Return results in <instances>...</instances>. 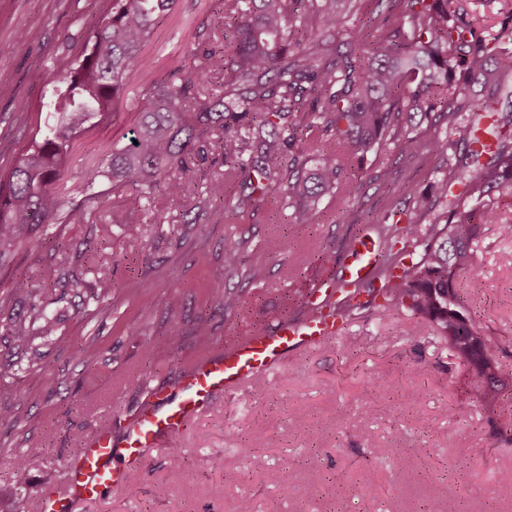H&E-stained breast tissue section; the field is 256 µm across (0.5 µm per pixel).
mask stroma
<instances>
[{
	"mask_svg": "<svg viewBox=\"0 0 512 512\" xmlns=\"http://www.w3.org/2000/svg\"><path fill=\"white\" fill-rule=\"evenodd\" d=\"M70 3L0 0V167L16 157L20 130L53 96L29 80V69L67 62L80 49ZM213 8L214 0H179L159 22L144 48L151 69L134 71L111 119L76 139L63 194L106 163L108 148L127 143L138 121L135 102L182 63L197 32L214 21ZM413 135L412 159L400 160L391 143L368 153L364 164L376 181L354 184L346 199L322 200L306 224L277 195L255 214L225 219L206 200L210 173H190L187 201L163 217L127 189L96 202L93 224L62 225L60 251L27 244L1 265L0 302L24 282L31 300L54 310L57 333L20 349L0 342V376L18 389L0 398L15 413L0 424V512H42L45 487L76 456L72 433L86 438L108 421L113 440H121L125 419L143 401L140 381L176 386L179 372L213 348L301 316L318 280L340 278L339 259L355 234L376 232L370 213L451 175L447 153L430 148L448 136L444 125L428 119ZM494 208L496 222L482 225L471 245L482 276L460 277L456 289L481 335L490 337L493 356L512 369V192L497 195ZM116 209L127 223H113ZM132 238L140 250L128 257ZM89 239L97 255L77 263ZM228 240L239 243L243 259L234 273L224 268ZM327 250L336 262H323ZM51 264L77 266L90 283L99 266L111 265L109 300L98 305L47 283ZM227 289L243 298L240 312L217 307V294ZM175 291L183 302L173 314L168 299ZM202 318L210 332L204 341L195 333ZM131 324L142 338L127 336ZM478 385L447 341L435 329L419 330L411 312L395 307L383 317L362 308L347 314L336 339L294 353L250 396L214 401L177 435L181 456L168 446L149 451L135 472L136 497L121 486L77 503L75 512H237L243 499L253 512H422L426 504L433 512H512V499L498 493L499 478L512 474V443L503 435L512 422V388L489 405ZM257 424L264 440L250 438ZM34 439L41 447H31ZM20 455L29 458L21 473L13 468ZM256 456L267 469L287 470V485L254 470ZM177 466L190 471V481L172 482Z\"/></svg>",
	"mask_w": 512,
	"mask_h": 512,
	"instance_id": "35a3bbf8",
	"label": "stroma"
}]
</instances>
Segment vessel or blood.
I'll return each instance as SVG.
<instances>
[{
  "mask_svg": "<svg viewBox=\"0 0 512 512\" xmlns=\"http://www.w3.org/2000/svg\"><path fill=\"white\" fill-rule=\"evenodd\" d=\"M354 260L343 263L340 281L325 280L310 292L309 311L278 320L270 329L245 333L186 368L175 397L162 386H146V403L127 421L123 440L109 429L94 432L80 457L66 464L58 484L44 492V512H72L75 502L125 483L144 455L199 416L217 396L231 397L252 378L282 365L289 353L331 340L345 328L340 299L377 278L384 251L360 232L350 246Z\"/></svg>",
  "mask_w": 512,
  "mask_h": 512,
  "instance_id": "1",
  "label": "vessel or blood"
}]
</instances>
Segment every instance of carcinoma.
<instances>
[{"instance_id": "obj_1", "label": "carcinoma", "mask_w": 512, "mask_h": 512, "mask_svg": "<svg viewBox=\"0 0 512 512\" xmlns=\"http://www.w3.org/2000/svg\"><path fill=\"white\" fill-rule=\"evenodd\" d=\"M359 0H216L221 33L205 28L184 61L157 79L138 99V126L130 143L112 149L107 166L89 171L77 194L56 190L67 172L72 142L108 118L124 99L127 74L149 66L142 47L160 15L176 0H108L86 22L79 53L65 66L38 65L30 80L52 88L56 110L25 144L13 165L0 169V265L27 235H59L60 224H88L89 203L126 188L152 204L179 200L181 174L194 158L212 152L224 174L208 183L209 200L224 203V184L241 192L224 215L239 218L270 195L288 200L301 221L320 202L351 193L350 173L369 151L392 141L403 156L415 139L402 134L417 116L437 115L453 132L464 114L498 111L512 98L505 77L512 52L499 46L455 0H377L356 37L339 36ZM318 36L315 43L308 42ZM221 75L219 92L209 87ZM479 87L460 106L458 95ZM488 145L477 136L457 151L453 140L437 145L456 155L451 178L431 194L411 193L413 210L443 211L427 230L403 209L372 218L391 244L382 288L368 290L381 315L405 308L419 327H436L448 348L481 379L480 396L495 403L512 371L497 363L487 337L457 294L462 275L476 277L471 244L494 219L493 193L512 190V142L499 127ZM407 224H394L396 217ZM241 263L238 243L224 242V266ZM112 275L102 269L93 298L108 299ZM0 327L20 347L31 336H52L55 316L33 302L23 315L0 314Z\"/></svg>"}]
</instances>
